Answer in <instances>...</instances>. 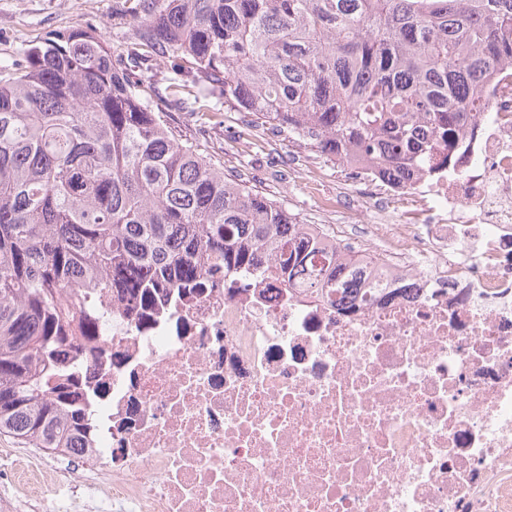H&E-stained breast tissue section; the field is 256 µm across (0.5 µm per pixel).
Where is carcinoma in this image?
I'll list each match as a JSON object with an SVG mask.
<instances>
[{"label": "carcinoma", "instance_id": "obj_1", "mask_svg": "<svg viewBox=\"0 0 512 512\" xmlns=\"http://www.w3.org/2000/svg\"><path fill=\"white\" fill-rule=\"evenodd\" d=\"M111 53L91 28L0 60V435L56 452L92 429L74 390L87 345L122 306L255 268L338 291L357 260L224 167L165 106L239 112L330 160L357 152L405 183L453 169L476 88L512 62V0H125ZM224 107L199 103L214 96Z\"/></svg>", "mask_w": 512, "mask_h": 512}]
</instances>
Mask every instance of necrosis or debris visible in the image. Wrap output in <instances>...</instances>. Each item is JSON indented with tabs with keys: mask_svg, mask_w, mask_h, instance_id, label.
<instances>
[{
	"mask_svg": "<svg viewBox=\"0 0 512 512\" xmlns=\"http://www.w3.org/2000/svg\"><path fill=\"white\" fill-rule=\"evenodd\" d=\"M476 95L454 170L394 183L351 156L335 204L289 203L362 259L356 299L234 270L113 314L78 467L17 483L54 512L91 474L112 512H512V65Z\"/></svg>",
	"mask_w": 512,
	"mask_h": 512,
	"instance_id": "4bbe7bcc",
	"label": "necrosis or debris"
}]
</instances>
